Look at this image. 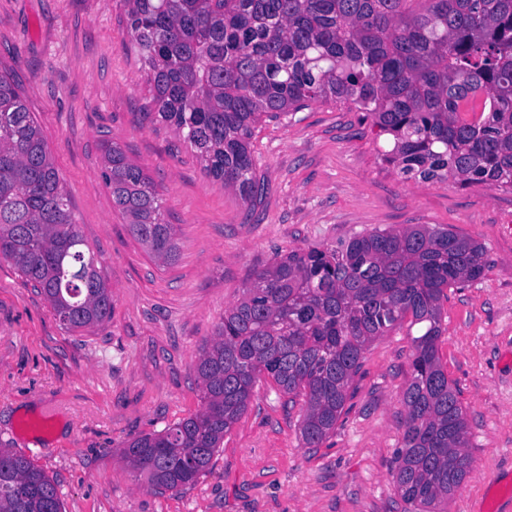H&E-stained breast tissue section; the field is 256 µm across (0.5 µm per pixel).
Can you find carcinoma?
I'll return each instance as SVG.
<instances>
[{
  "label": "carcinoma",
  "instance_id": "1",
  "mask_svg": "<svg viewBox=\"0 0 512 512\" xmlns=\"http://www.w3.org/2000/svg\"><path fill=\"white\" fill-rule=\"evenodd\" d=\"M124 2L157 116L247 206L263 195L251 155L258 124L323 101L365 113L406 181L512 193V0ZM101 165L130 233L156 260L176 261L175 228L151 179L115 142ZM84 246L37 119L0 74V258L72 332L112 313V291ZM487 265L481 243L427 224L276 257L200 349L202 409L132 440L124 460L156 489L196 483L263 377L303 398L300 437L317 448L336 429L365 351L408 320L420 335L393 482L404 512H448L472 459L439 355L441 300ZM0 512H63L55 482L4 448Z\"/></svg>",
  "mask_w": 512,
  "mask_h": 512
}]
</instances>
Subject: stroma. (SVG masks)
Wrapping results in <instances>:
<instances>
[{
	"mask_svg": "<svg viewBox=\"0 0 512 512\" xmlns=\"http://www.w3.org/2000/svg\"><path fill=\"white\" fill-rule=\"evenodd\" d=\"M0 72L35 113L112 290L110 318L70 333L0 259V448L53 478L64 512H403L391 471L413 354L405 328L367 349L319 447L300 439L301 402L264 378L194 486L156 491L120 450L201 409L195 359L255 272L291 250L409 224L447 227L487 250L483 277L442 301L439 354L473 460L448 512H512V193L404 180L361 112L313 103L258 125L251 149L265 195L246 213L155 120L123 0H0ZM112 141L161 194L175 262L150 257L113 207L101 168ZM48 412L50 428L34 429Z\"/></svg>",
	"mask_w": 512,
	"mask_h": 512,
	"instance_id": "1",
	"label": "stroma"
}]
</instances>
